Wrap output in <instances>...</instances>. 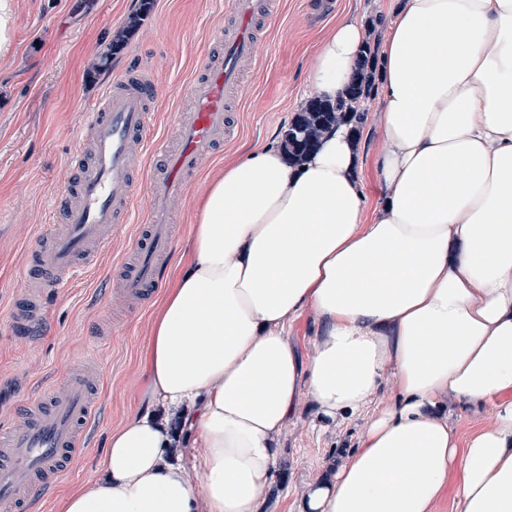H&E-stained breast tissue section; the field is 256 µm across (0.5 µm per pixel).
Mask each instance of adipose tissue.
Instances as JSON below:
<instances>
[{
	"label": "adipose tissue",
	"instance_id": "obj_1",
	"mask_svg": "<svg viewBox=\"0 0 512 512\" xmlns=\"http://www.w3.org/2000/svg\"><path fill=\"white\" fill-rule=\"evenodd\" d=\"M392 8L373 215L347 125L300 165L259 146L227 166L150 351L155 404L178 410L202 452L172 461L167 421L135 414L64 512H258L304 393L324 420H369L299 512H433L448 493L453 512H512V0ZM363 44L356 18L338 21L309 96L336 99ZM307 308L321 329L304 362L286 325ZM389 372L396 399L371 413ZM449 394L496 401L494 424L458 440Z\"/></svg>",
	"mask_w": 512,
	"mask_h": 512
}]
</instances>
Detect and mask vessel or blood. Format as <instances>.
I'll return each instance as SVG.
<instances>
[{
  "instance_id": "b4317fda",
  "label": "vessel or blood",
  "mask_w": 512,
  "mask_h": 512,
  "mask_svg": "<svg viewBox=\"0 0 512 512\" xmlns=\"http://www.w3.org/2000/svg\"><path fill=\"white\" fill-rule=\"evenodd\" d=\"M228 4L232 27L223 40V60L198 66L191 82L193 109L181 117L177 146L154 136V83L146 68L114 78L89 107L86 128L94 158L79 166L61 225H47L30 250V270L12 315L17 334L30 335L42 326L49 290L65 287L79 270L95 264L141 197L147 200L144 222L110 293L113 322L155 295L178 241L175 220L187 187L212 149L234 137L227 105L230 98L245 97L243 67L259 61L268 48L266 19L276 0ZM150 155L161 161L151 173L145 170ZM101 379L96 358L82 351L56 376L48 399L26 401L0 431V512H31L34 495L53 491L69 472L83 451L85 427L97 415L95 387Z\"/></svg>"
}]
</instances>
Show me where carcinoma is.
Returning a JSON list of instances; mask_svg holds the SVG:
<instances>
[{"instance_id":"carcinoma-1","label":"carcinoma","mask_w":512,"mask_h":512,"mask_svg":"<svg viewBox=\"0 0 512 512\" xmlns=\"http://www.w3.org/2000/svg\"><path fill=\"white\" fill-rule=\"evenodd\" d=\"M375 51L365 44L355 76L345 92L334 102L313 99L303 112L288 126L283 145L288 161L298 164L308 154L321 133L330 125L347 120L360 133L364 121V107L375 90Z\"/></svg>"}]
</instances>
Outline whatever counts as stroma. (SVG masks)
Returning <instances> with one entry per match:
<instances>
[{
	"instance_id": "1",
	"label": "stroma",
	"mask_w": 512,
	"mask_h": 512,
	"mask_svg": "<svg viewBox=\"0 0 512 512\" xmlns=\"http://www.w3.org/2000/svg\"><path fill=\"white\" fill-rule=\"evenodd\" d=\"M278 0L267 28L269 49L246 78L245 99L233 104L235 137L216 149L192 182L182 214L176 254L190 258L194 221L210 183L225 166L255 147L280 146L306 96L305 76L318 44L347 15L360 17L366 39L382 46L393 19L388 0ZM224 0H18L16 39L0 59V423L24 401L42 396L73 350L88 335L107 336L100 347L104 390L88 448L40 512H62L69 494L89 489L100 476L112 432L150 401L149 348L155 321L175 284L167 277L143 311L113 326L107 290L137 225H122L94 271L79 272L69 288L52 294L41 336L19 342L11 332L27 251L51 209L60 208L75 178L73 159L87 152L81 139L85 112L105 92L116 68L144 66L157 88L156 134L172 135L180 112L190 106L189 82L203 56L222 52L216 27ZM376 101H369L358 152L367 205L380 193L374 164L380 148ZM448 423L459 438L493 425L494 402L471 409L445 398ZM365 418L324 423L309 396H301L280 437L281 489L261 512H296L307 484L325 476L355 448Z\"/></svg>"
}]
</instances>
